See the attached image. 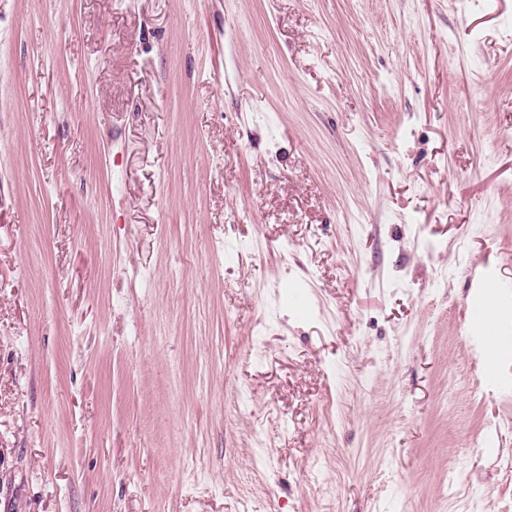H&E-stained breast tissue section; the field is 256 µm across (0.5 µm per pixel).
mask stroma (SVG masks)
Returning a JSON list of instances; mask_svg holds the SVG:
<instances>
[{"label": "stroma", "instance_id": "1", "mask_svg": "<svg viewBox=\"0 0 512 512\" xmlns=\"http://www.w3.org/2000/svg\"><path fill=\"white\" fill-rule=\"evenodd\" d=\"M512 0H0V512H512Z\"/></svg>", "mask_w": 512, "mask_h": 512}]
</instances>
